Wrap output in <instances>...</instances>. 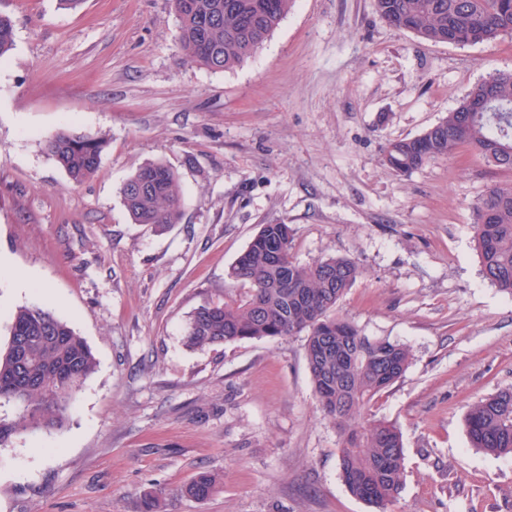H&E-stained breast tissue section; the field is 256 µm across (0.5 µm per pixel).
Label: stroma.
Segmentation results:
<instances>
[{
  "label": "stroma",
  "instance_id": "1",
  "mask_svg": "<svg viewBox=\"0 0 512 512\" xmlns=\"http://www.w3.org/2000/svg\"><path fill=\"white\" fill-rule=\"evenodd\" d=\"M0 350L20 307H50L97 367L61 428L0 447V512H376L348 492L305 338L187 349L191 314L223 301L261 225L294 230L302 264L364 269L338 305L405 345L404 376L365 410L401 431L396 512H512V457L471 448L465 416L512 387V298L484 279L472 209L512 172L460 153L400 176L392 140L419 135L489 73L512 38L430 43L375 0H295L240 66L185 61L170 0H0ZM101 136L73 185L42 150L59 130ZM160 161L179 177L177 223H134L119 189ZM218 474L208 500L186 496ZM218 485L219 479L215 473L202 471L185 486V493L197 500H206L216 492Z\"/></svg>",
  "mask_w": 512,
  "mask_h": 512
}]
</instances>
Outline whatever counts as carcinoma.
I'll return each instance as SVG.
<instances>
[{"label": "carcinoma", "instance_id": "cac0c4a2", "mask_svg": "<svg viewBox=\"0 0 512 512\" xmlns=\"http://www.w3.org/2000/svg\"><path fill=\"white\" fill-rule=\"evenodd\" d=\"M293 0H172L177 43L184 56L210 71L232 69L273 34ZM395 28L431 43L476 45L512 37V0H376ZM14 46L11 20L0 15V59ZM105 139L60 130L44 152L80 185L99 169ZM512 171V71L478 82L458 106L422 133L388 142L383 162L407 175L460 150ZM122 202L136 224L163 230L180 216V186L162 162H148L122 184ZM473 228L483 277L512 296V184L494 185L473 207ZM293 229L263 224L231 265L228 276L246 295L195 309L184 334L189 349L276 339L306 333V360L315 396L341 440L339 469L348 492L377 512H394L404 482L398 428L364 419L363 410L403 377L409 350L372 338L337 314L341 299L363 274L346 256L300 265L291 255ZM87 342L40 305L13 315L7 349L0 354V446L14 437L62 426L71 401L94 372ZM472 447L512 456V388L475 401L465 418ZM218 476L202 471L186 486L197 500L211 497Z\"/></svg>", "mask_w": 512, "mask_h": 512}]
</instances>
